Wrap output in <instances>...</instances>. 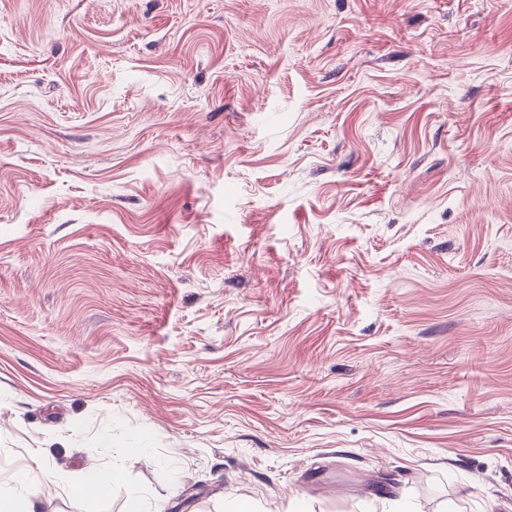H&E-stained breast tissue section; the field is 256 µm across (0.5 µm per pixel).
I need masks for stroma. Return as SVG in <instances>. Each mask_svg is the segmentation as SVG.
I'll return each instance as SVG.
<instances>
[{"mask_svg":"<svg viewBox=\"0 0 512 512\" xmlns=\"http://www.w3.org/2000/svg\"><path fill=\"white\" fill-rule=\"evenodd\" d=\"M41 468V512H512V0H0ZM122 476L119 471L109 468H90L84 472L78 493L95 502L107 488L119 483Z\"/></svg>","mask_w":512,"mask_h":512,"instance_id":"stroma-1","label":"stroma"}]
</instances>
